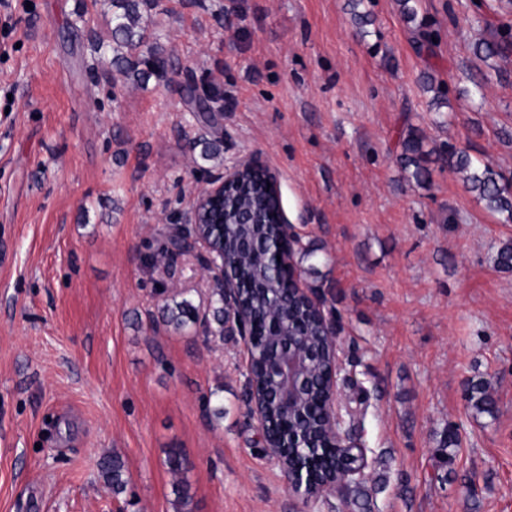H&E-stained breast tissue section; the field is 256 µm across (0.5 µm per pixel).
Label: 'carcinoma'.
<instances>
[{
  "instance_id": "cac0c4a2",
  "label": "carcinoma",
  "mask_w": 512,
  "mask_h": 512,
  "mask_svg": "<svg viewBox=\"0 0 512 512\" xmlns=\"http://www.w3.org/2000/svg\"><path fill=\"white\" fill-rule=\"evenodd\" d=\"M112 12L107 19L111 40L99 42L97 47L102 54L112 53L111 64L124 72L127 77L139 84L147 83L152 77L166 75L168 59L159 44V36L151 27V11L157 7L156 0H109ZM512 50V30H495L491 37L476 45L477 55L490 59L506 57ZM428 152L424 150V137L410 133L402 141L399 155L401 166L411 171V177L422 184L429 178L426 167ZM448 169L465 175L470 190L476 193L490 212L503 217L504 222L512 223V178L504 176L490 164L471 156L464 149L448 147ZM268 233L272 228L263 224L248 226L228 223L224 225V252L237 262V270L249 288L248 303L254 315L265 318L276 309L283 310L291 318L311 321V314L300 303L285 305L282 297V284L264 273L259 262L247 257L240 258L237 241L244 233ZM163 320L175 332H181L197 320L196 309L188 299H171L163 307ZM467 400L479 414L495 413V400L489 386L482 380L469 383ZM166 463L169 470L178 476L174 484V494L179 506L187 508L191 501L188 479L189 465L180 448L167 451ZM99 477L115 494L126 487L125 463L118 455H106L99 463Z\"/></svg>"
}]
</instances>
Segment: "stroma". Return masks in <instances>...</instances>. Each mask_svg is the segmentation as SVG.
Masks as SVG:
<instances>
[{
  "instance_id": "obj_1",
  "label": "stroma",
  "mask_w": 512,
  "mask_h": 512,
  "mask_svg": "<svg viewBox=\"0 0 512 512\" xmlns=\"http://www.w3.org/2000/svg\"><path fill=\"white\" fill-rule=\"evenodd\" d=\"M493 0H159L171 60L127 83L94 53L105 0L0 8V512H301L249 414L238 337L221 334L199 254L161 258L194 195L234 159L279 176L306 281L336 321V412L365 448L368 512H512V223L450 172L448 146L512 176V59L476 44ZM222 95L215 125L182 87ZM423 133L429 184L402 169ZM221 163L201 158L204 142ZM183 296L198 320L162 319ZM495 389L471 411L468 381ZM459 438L449 455L448 431ZM127 485L103 484L104 453ZM166 463L169 470L178 476L177 482L173 486L177 502L182 509H186L191 501L189 494L190 481L188 479L189 465L182 449L169 448L167 451ZM99 477L115 494L126 487L125 463L118 455H105L99 463Z\"/></svg>"
}]
</instances>
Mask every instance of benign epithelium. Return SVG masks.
I'll use <instances>...</instances> for the list:
<instances>
[{
    "instance_id": "obj_1",
    "label": "benign epithelium",
    "mask_w": 512,
    "mask_h": 512,
    "mask_svg": "<svg viewBox=\"0 0 512 512\" xmlns=\"http://www.w3.org/2000/svg\"><path fill=\"white\" fill-rule=\"evenodd\" d=\"M187 97L211 118L222 114V108L210 104L208 94L195 83L189 85ZM247 172L261 176L263 191L272 200L274 208L267 217L274 232L261 242L245 237L240 240L239 248L257 253L269 273L288 279V293L304 302L320 324L322 350L310 345L307 330L302 326L294 328L287 337L277 335L278 327L272 323L258 331L246 306L245 288L237 273L224 263V238L199 229L202 215L213 209L224 211L226 200L248 189L244 180ZM189 224L191 227L172 235L175 251H197L203 255L206 268L217 272V287L224 295V333L237 336L241 341L250 417L261 431L263 447L287 477L288 488L307 504L324 492L342 489L347 483L362 479L367 468L366 450L342 434L336 414V325L325 314L323 301L307 288L293 263L299 237L294 225L285 217L276 172L254 156L238 158L224 166V175L196 194ZM323 355L329 359L320 386L324 427L331 438V446L344 451L349 463L336 465L320 478L311 455L302 452L307 443L297 419L306 415L304 396L313 389L308 363Z\"/></svg>"
}]
</instances>
